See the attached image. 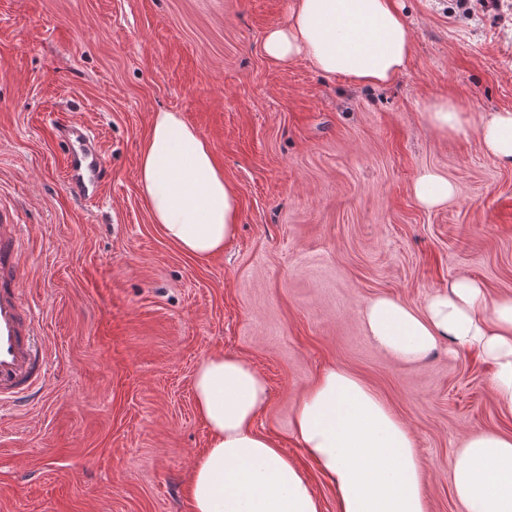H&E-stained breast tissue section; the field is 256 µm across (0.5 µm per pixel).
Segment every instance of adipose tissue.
Masks as SVG:
<instances>
[{
	"mask_svg": "<svg viewBox=\"0 0 512 512\" xmlns=\"http://www.w3.org/2000/svg\"><path fill=\"white\" fill-rule=\"evenodd\" d=\"M399 0H294L284 24L267 30L272 62L308 60L359 87L384 86L411 55ZM424 117L442 137L463 133L460 105L433 101ZM484 154L512 168V111L484 114L477 125ZM138 180L153 223L186 255H221L237 233L239 201L207 140L180 113H152ZM431 210L455 195L443 175L426 171L412 185ZM362 318L371 340L392 358L415 363L445 337L492 366L491 386L512 410V294L489 298L481 281L462 275L423 309L392 297L372 299ZM197 410L209 429L187 492L192 512H322L297 463L255 420L269 400L260 371L234 354L213 353L193 377ZM292 432L336 494V512H427L415 437L383 399L344 368H327L295 406ZM451 491L464 512H512V434L467 436L451 465Z\"/></svg>",
	"mask_w": 512,
	"mask_h": 512,
	"instance_id": "ef3b65f1",
	"label": "adipose tissue"
}]
</instances>
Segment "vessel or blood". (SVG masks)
I'll return each mask as SVG.
<instances>
[{
	"label": "vessel or blood",
	"instance_id": "vessel-or-blood-1",
	"mask_svg": "<svg viewBox=\"0 0 512 512\" xmlns=\"http://www.w3.org/2000/svg\"><path fill=\"white\" fill-rule=\"evenodd\" d=\"M55 132L69 142L70 191L81 197L99 194L104 165L87 127L72 120ZM24 253L20 225L0 214V404H19L41 391L51 363L50 345L21 285Z\"/></svg>",
	"mask_w": 512,
	"mask_h": 512
}]
</instances>
